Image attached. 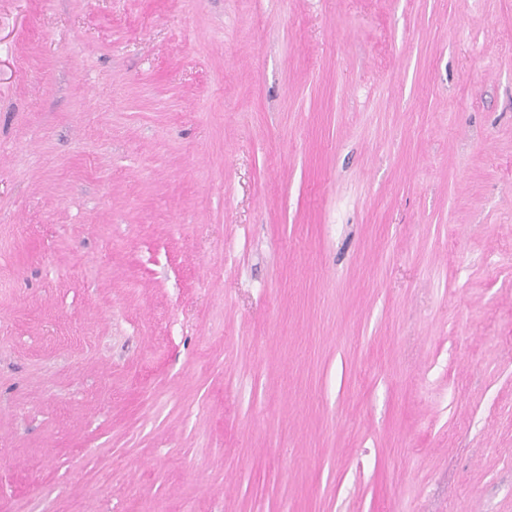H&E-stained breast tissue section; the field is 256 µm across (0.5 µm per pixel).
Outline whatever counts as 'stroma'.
I'll return each instance as SVG.
<instances>
[{"label": "stroma", "instance_id": "35a3bbf8", "mask_svg": "<svg viewBox=\"0 0 512 512\" xmlns=\"http://www.w3.org/2000/svg\"><path fill=\"white\" fill-rule=\"evenodd\" d=\"M77 503L512 512V0H0V512Z\"/></svg>", "mask_w": 512, "mask_h": 512}]
</instances>
